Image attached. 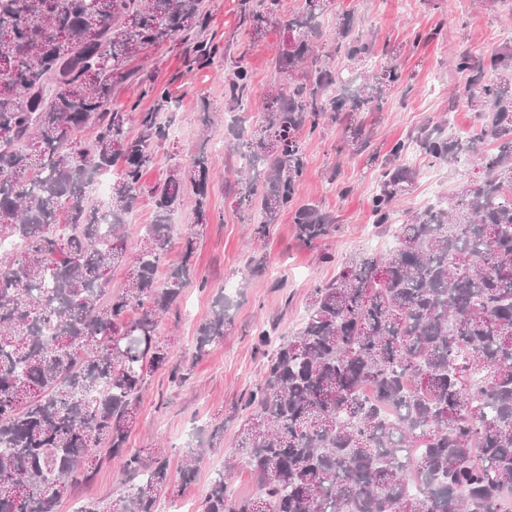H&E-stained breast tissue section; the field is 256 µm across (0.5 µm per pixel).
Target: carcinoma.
<instances>
[{"instance_id":"obj_1","label":"carcinoma","mask_w":512,"mask_h":512,"mask_svg":"<svg viewBox=\"0 0 512 512\" xmlns=\"http://www.w3.org/2000/svg\"><path fill=\"white\" fill-rule=\"evenodd\" d=\"M327 0H305L284 18L281 0H239L252 40L272 29L294 39L274 61V79L247 139L252 177L239 205L259 207L254 240L284 212L313 244L336 217L296 204L315 133L353 112H380L401 81L400 48L353 94L333 95L339 74L320 52L362 59L373 42L345 13L323 37ZM204 0H0V512H57L106 459H122L135 480L112 505L77 512H156L169 488L162 449L151 461L127 448L150 374L171 367L176 339L160 337L163 317L190 280L206 223L212 162L203 151L169 168L152 190L153 222L132 254L127 215L142 192L155 147L169 137L173 96L152 85L146 111L113 107L127 63L146 49L197 31L195 62L217 53L203 36ZM224 103L247 111L252 76L244 54L223 55ZM466 81L448 111L483 119L467 137L444 120L393 143L370 199L372 223H393L394 203L415 181L405 163L416 149L434 163L477 157L483 181L466 184L445 208L409 216L389 250L352 259L317 283L300 327L272 340L264 380L241 405L235 438L258 493L237 497L224 472L202 512H506L512 493V48L486 58H453ZM137 121L139 132L130 134ZM93 130L89 141L85 129ZM339 151L370 141L345 126ZM489 141L491 150L477 145ZM121 164L108 199L97 178ZM195 195L181 262L164 266L172 212ZM125 269L120 290L107 289ZM224 298L199 327L196 355L232 326Z\"/></svg>"}]
</instances>
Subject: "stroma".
I'll list each match as a JSON object with an SVG mask.
<instances>
[{"instance_id":"35a3bbf8","label":"stroma","mask_w":512,"mask_h":512,"mask_svg":"<svg viewBox=\"0 0 512 512\" xmlns=\"http://www.w3.org/2000/svg\"><path fill=\"white\" fill-rule=\"evenodd\" d=\"M237 4L238 0H207L205 33L219 46L244 52L252 73L251 99L257 102L270 87L273 60L285 35L277 30L257 41L249 39L238 25ZM349 11L374 43L366 61L353 63L343 57L331 61V68L342 73L349 89H356L379 69L386 46L401 49L402 83L389 92L382 111L354 116L379 153H386L392 142L427 120L447 113L460 133L473 128V112L448 109L449 89L465 81L449 67L448 56L456 50L486 55L497 49L512 30V10L496 0H448L447 8L438 11L426 8L422 0H332L318 19L323 35L333 34ZM194 41V36L182 35L149 48L142 58L130 62L133 75L114 95L116 106L126 109L136 102L146 110L153 101L142 92L156 83L169 85L176 99L169 138L157 149L156 165L145 172V193L128 220L129 249L138 247L145 225L153 220L149 191L165 178L168 167L188 165L191 149L200 147L215 161L209 185V223L197 241L193 275L160 327L161 336L176 338L174 360L186 369L187 377L175 382L165 370L148 377L138 421L128 439L130 450L159 448L165 452L170 488L160 495L157 512H201L216 471L233 454L241 419L231 411L264 375L267 358L256 347L257 332L264 329L277 337L295 329L312 285L335 277L345 262L395 243L394 226H378L370 219L376 166L366 155L337 153L343 129L331 125L311 142L298 200L319 203L335 216L332 235L306 245L285 214L258 245H249L259 214L240 208L235 187L226 182L227 169L241 162L245 139L233 128L224 108L223 62L189 69ZM409 162L416 178L397 206L404 217L482 177L467 156L452 166L430 163L416 153ZM324 252L331 253L332 262L321 261ZM222 294L229 297L233 325L223 340L197 353L198 328ZM210 443L216 444V451L202 456L194 477L184 479L188 451ZM128 489L118 462L106 461L92 482L61 502L59 512H76L89 498L113 502Z\"/></svg>"}]
</instances>
